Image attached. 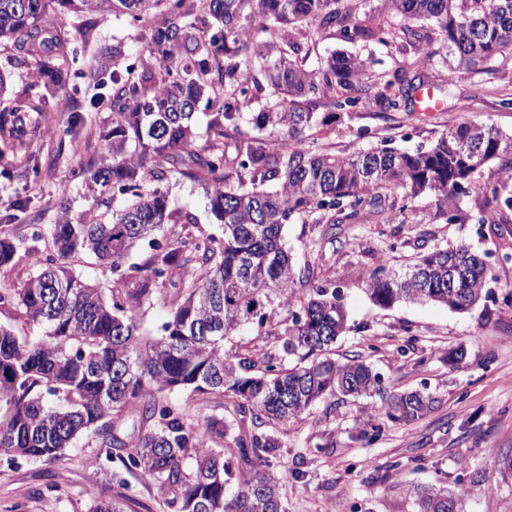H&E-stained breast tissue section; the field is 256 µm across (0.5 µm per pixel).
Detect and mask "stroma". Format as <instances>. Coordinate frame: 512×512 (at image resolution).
Returning a JSON list of instances; mask_svg holds the SVG:
<instances>
[{"label": "stroma", "mask_w": 512, "mask_h": 512, "mask_svg": "<svg viewBox=\"0 0 512 512\" xmlns=\"http://www.w3.org/2000/svg\"><path fill=\"white\" fill-rule=\"evenodd\" d=\"M63 26L73 38L77 62L63 66L66 98L37 82L35 63L17 61L0 45V106L44 101L36 135H23L10 177L0 176V226L32 232L55 223L62 206L78 219L93 200L74 170L100 164L112 154V72L98 57L120 45L122 64L141 74L140 57L147 24L109 14H71ZM425 84L438 89V112H393L375 101L342 114L318 143L325 151L348 156L362 148L430 147L448 129L463 123L487 124L512 133V61L499 60L475 72L448 78L441 67L422 69ZM171 208L192 213L195 232L219 228L206 209L203 188L182 179L169 187ZM283 237L296 268L317 269L341 290L348 312L346 331L330 356L339 362L359 355L378 371L387 389H423L438 403L423 418L405 423L379 413V398L336 394L299 420L273 428L279 441L271 468L280 479L287 512H415L418 486L464 488V512H512V234L476 224H289ZM466 245L486 253L490 293L466 312L436 304L374 305L365 278L378 264L408 265L434 245ZM289 307L267 311L264 326L249 325L226 344L229 352L288 361L282 330ZM465 359L449 365L450 351ZM189 423L237 416L234 399L219 395H171ZM94 438H85L51 464L0 462V512H46L51 486L65 489L55 512H88L103 483L91 464ZM127 512H175L154 481L128 475Z\"/></svg>", "instance_id": "1"}]
</instances>
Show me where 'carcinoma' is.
<instances>
[{"instance_id":"cac0c4a2","label":"carcinoma","mask_w":512,"mask_h":512,"mask_svg":"<svg viewBox=\"0 0 512 512\" xmlns=\"http://www.w3.org/2000/svg\"><path fill=\"white\" fill-rule=\"evenodd\" d=\"M160 1L166 16L146 43L158 71L138 79L129 68L112 71V162L84 171L96 211L74 222L62 209L47 228L53 254L34 259L22 287L0 289V304L41 331L19 336L0 325V459L52 462L92 435V464L107 480L126 489L122 473L138 471L177 512H285L279 479L267 469L279 444L263 426L294 422L337 391L377 397L389 418L405 422L423 418L436 400L387 391L362 360L325 357L346 328L344 297L314 270H295L284 226L361 224L370 215L405 224L407 206L391 198L400 188L406 198H430L433 220L446 224L498 228L512 212V184L481 179L494 160L512 170V135L492 125L460 123L428 149L351 156L318 149L306 133L331 117L314 108L323 101L352 108L369 99L378 77L358 54L334 52L318 70L299 57L310 40L336 31L349 43L411 53L375 97L396 110L399 96L423 85L414 72L424 66L439 63L451 78L512 59V0H382L385 16L376 0H0V44L38 63H65L75 48L62 17L112 13L141 23ZM61 75L45 64L40 79L61 89ZM202 108L210 116L203 135L195 128ZM26 131L38 133V123L14 106L0 108V161ZM173 178L204 185L222 237L191 231L194 217L169 208ZM470 195L481 199L476 215L460 205ZM24 240L0 229L1 269L29 253ZM145 246V263L129 262ZM80 253L110 263L111 298L64 265ZM298 281L309 288L298 292ZM487 283L480 254L435 245L404 271H370L366 292L382 308L439 303L468 311ZM168 284L177 289L168 320L147 337L141 317ZM277 299L295 308L283 330L295 364L267 353L258 362L227 355L224 341L263 324ZM259 363L261 373L246 374ZM174 391L229 396L241 420L212 417L194 427L169 399ZM126 412L144 425L134 435L121 430ZM226 442L262 469L234 483ZM413 495L416 512H463L460 488ZM127 500L99 498L91 512H126Z\"/></svg>"}]
</instances>
